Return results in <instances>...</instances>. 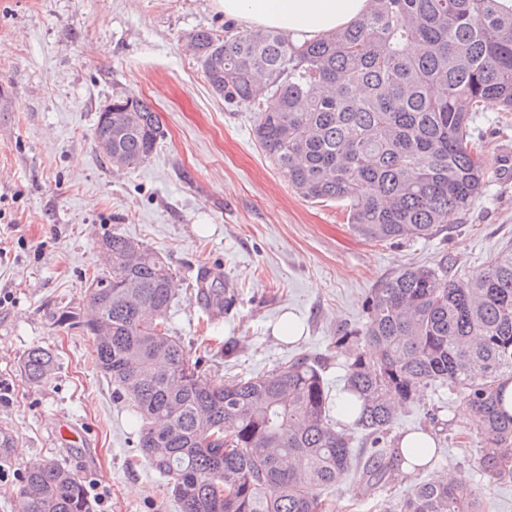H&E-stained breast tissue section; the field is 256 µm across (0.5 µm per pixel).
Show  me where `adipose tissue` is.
<instances>
[{"label": "adipose tissue", "instance_id": "adipose-tissue-1", "mask_svg": "<svg viewBox=\"0 0 512 512\" xmlns=\"http://www.w3.org/2000/svg\"><path fill=\"white\" fill-rule=\"evenodd\" d=\"M369 4L370 0H215L226 17L280 30L300 42L330 35L354 22Z\"/></svg>", "mask_w": 512, "mask_h": 512}]
</instances>
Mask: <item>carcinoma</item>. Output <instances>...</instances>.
<instances>
[{
    "label": "carcinoma",
    "mask_w": 512,
    "mask_h": 512,
    "mask_svg": "<svg viewBox=\"0 0 512 512\" xmlns=\"http://www.w3.org/2000/svg\"><path fill=\"white\" fill-rule=\"evenodd\" d=\"M332 35L296 44L275 29H199L188 47L213 92L254 109L253 137L308 200L344 204L370 241L435 235L484 192L485 143L472 113L512 112V7L501 0H370ZM112 165L136 169L164 137L151 105L112 95ZM106 269L89 278L95 367L134 407L144 461L167 479L179 512H331L327 491L352 475L365 493L401 475L390 435L403 404L439 384L477 423L473 447L487 485L512 481V414L500 383L512 379V248L476 278L448 274V259L407 264L344 326L336 353L344 386L330 392L331 361L303 355L267 373L212 384L201 358L170 335L174 273L142 242L105 235ZM203 308L229 310L234 294L209 281ZM22 374L55 370L33 346ZM352 418L337 419L341 405ZM370 445L353 448L351 431ZM17 512H94L83 481L53 459L25 468ZM387 512H483L467 478L415 483Z\"/></svg>",
    "instance_id": "1"
}]
</instances>
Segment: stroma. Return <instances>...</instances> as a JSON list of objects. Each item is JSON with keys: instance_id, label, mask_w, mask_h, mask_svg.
I'll list each match as a JSON object with an SVG mask.
<instances>
[{"instance_id": "35a3bbf8", "label": "stroma", "mask_w": 512, "mask_h": 512, "mask_svg": "<svg viewBox=\"0 0 512 512\" xmlns=\"http://www.w3.org/2000/svg\"><path fill=\"white\" fill-rule=\"evenodd\" d=\"M223 25L214 0H0V207L12 217L0 222V296L8 298L0 381L9 386L0 426L15 441L12 466L0 473V512H16L19 475L47 458L102 492L95 512H179L140 456L134 412L95 369L92 339L57 322L65 311L85 314L103 235L135 238L167 258L176 274L170 333L218 384L334 351L338 327L360 325L370 292L406 264L444 256L449 270L474 277L512 241V178L495 173L512 152V112L473 115L490 174L460 223L430 237L369 241L347 224L343 203L299 195L255 142L252 110L225 104L205 81L187 38ZM115 93L146 100L165 130L134 170L113 169L93 140L99 109ZM203 268L227 279L228 312L197 304ZM288 311L306 328L293 344L272 334ZM35 345L57 354L39 386L18 369ZM66 424L82 432L80 446L61 438ZM428 426L439 452L413 480L460 472L485 512H512V483L487 486L474 468L473 418L447 388L428 387L395 431ZM410 481L364 495L346 478L336 512H382Z\"/></svg>"}]
</instances>
